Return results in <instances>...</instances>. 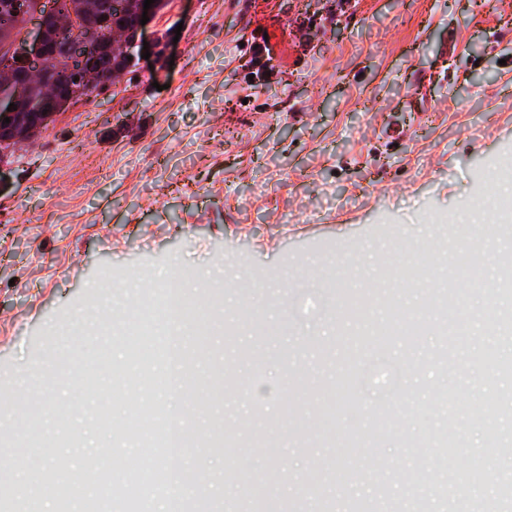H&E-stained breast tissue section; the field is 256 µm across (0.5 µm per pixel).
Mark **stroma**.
Listing matches in <instances>:
<instances>
[{
	"instance_id": "35a3bbf8",
	"label": "stroma",
	"mask_w": 512,
	"mask_h": 512,
	"mask_svg": "<svg viewBox=\"0 0 512 512\" xmlns=\"http://www.w3.org/2000/svg\"><path fill=\"white\" fill-rule=\"evenodd\" d=\"M143 39L179 32L172 63L139 59L108 96L59 114L0 168V406L21 428L34 394L46 404L41 447L0 512H16L35 469L54 480L42 512H81L86 461L134 460L127 412L100 391L82 393L36 357L94 352L147 380L182 428L256 430L236 453L193 448L157 459L191 471L185 499L205 492L214 512H249L250 484L267 488L266 512H506L512 480V401L468 415L512 381L475 363L479 348L512 361V300L500 263L483 286L458 288L465 323L448 336L430 289L379 276V236L412 247L448 213L487 225L482 197H512L486 179L512 155V0H168L148 10ZM353 253L368 303L335 316L316 279L325 260ZM221 285L212 294L213 285ZM210 297L223 334L103 341L98 314L122 318L162 293ZM403 368L389 402L355 379L374 357ZM219 373L224 401L185 419L184 405ZM460 414L454 452L488 482L447 491L433 436L436 400ZM346 401L344 411L334 401ZM391 416L395 431L379 434ZM358 443L362 452L345 450ZM425 464L414 489L401 476Z\"/></svg>"
}]
</instances>
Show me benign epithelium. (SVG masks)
<instances>
[{"label":"benign epithelium","mask_w":512,"mask_h":512,"mask_svg":"<svg viewBox=\"0 0 512 512\" xmlns=\"http://www.w3.org/2000/svg\"><path fill=\"white\" fill-rule=\"evenodd\" d=\"M16 28L0 33V102L13 103L16 109L0 114L9 120L11 135H0V167L11 154L28 143L72 104L86 98L89 89L97 84L95 72L87 63L88 50L134 49L140 43L144 0H134L136 23L131 29L108 28L94 20V0L85 3L83 11L61 14L54 0H8ZM79 35L75 42L66 41L49 32V23ZM168 35L153 39L155 64L164 69L168 60ZM55 64L58 83L46 111L26 112L29 89L45 80L44 68Z\"/></svg>","instance_id":"benign-epithelium-1"}]
</instances>
